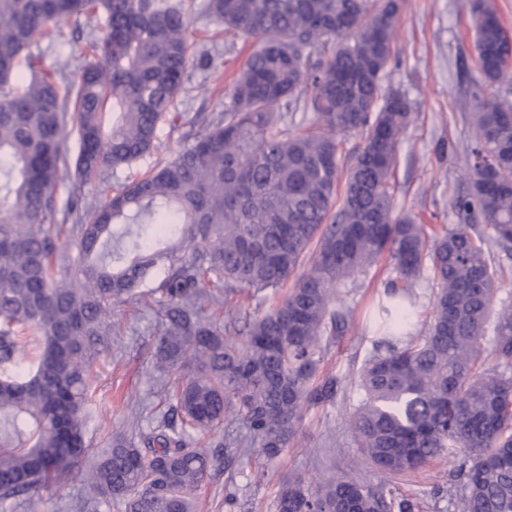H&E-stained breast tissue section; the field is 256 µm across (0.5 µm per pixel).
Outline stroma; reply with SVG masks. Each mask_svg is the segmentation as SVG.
<instances>
[{
	"label": "stroma",
	"instance_id": "1",
	"mask_svg": "<svg viewBox=\"0 0 512 512\" xmlns=\"http://www.w3.org/2000/svg\"><path fill=\"white\" fill-rule=\"evenodd\" d=\"M183 3L190 20L191 60L185 89L160 123L155 149L132 167L107 173L81 188L74 171L64 172L57 184L60 200H68L77 187L84 204L100 206L108 194L183 147V115L223 111L228 99L221 89L243 66L253 43L241 38L210 41L216 25L206 15L208 0ZM470 6L471 0H407L398 22L388 81L407 94L419 117L400 145L396 203L412 210L424 224L458 221L451 202L464 190L457 172L472 137L464 118L468 110L464 90L479 77ZM102 24L99 16L64 24L60 39L46 54V65L76 78L78 67L87 60V42L100 35ZM390 275L391 264L384 259L354 282L356 293L348 298L352 324L328 345L323 361L324 371L338 379L336 402L309 407L294 439L276 460L251 450L232 467L216 462L209 479L195 492L197 512H224L229 493L236 496L241 512H275L274 500L284 478L306 477L326 468L348 469L356 451L350 446L344 416L361 398L349 373L360 367L372 348L370 338L361 337L359 331L368 327L370 312ZM112 316L121 321L122 331L113 337L97 368L85 419L84 440L93 456L112 435H133V406L165 408L168 378L156 371L150 352L158 327L156 313L137 312L135 303L127 302L116 305ZM452 469L451 459L433 462L401 483L399 493L418 502L419 512H457Z\"/></svg>",
	"mask_w": 512,
	"mask_h": 512
}]
</instances>
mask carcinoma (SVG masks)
I'll use <instances>...</instances> for the list:
<instances>
[{
    "instance_id": "carcinoma-1",
    "label": "carcinoma",
    "mask_w": 512,
    "mask_h": 512,
    "mask_svg": "<svg viewBox=\"0 0 512 512\" xmlns=\"http://www.w3.org/2000/svg\"><path fill=\"white\" fill-rule=\"evenodd\" d=\"M405 0H209L208 14L254 49L230 105L185 120L187 145L122 186L101 207L60 203L76 131L83 183L155 148L183 89L189 21L171 0H0V503H34L47 485L85 474L90 500L123 512H195L214 466L256 447L269 461L306 407L332 402L319 377L327 345L348 326L347 282L386 255L383 333L354 383L347 425L363 462L354 472L283 482L276 512H414L395 483L446 455L458 460V512H512V47L492 0L471 7L480 79L469 88L473 142L451 202L459 224L433 228L394 202L399 148L418 118L383 78ZM102 14L94 60L62 91L40 40L64 19ZM112 109V123L103 114ZM312 119L296 120L297 112ZM359 138L351 150L345 138ZM74 223H67L68 218ZM482 222L489 233L477 230ZM65 223L77 255L58 252ZM149 290L161 326L154 368L177 375L168 406L135 436L90 459L84 408L112 305ZM433 282L427 328L408 330L416 288ZM293 286L248 324L221 325L206 305L240 288ZM494 364H486L485 325Z\"/></svg>"
}]
</instances>
